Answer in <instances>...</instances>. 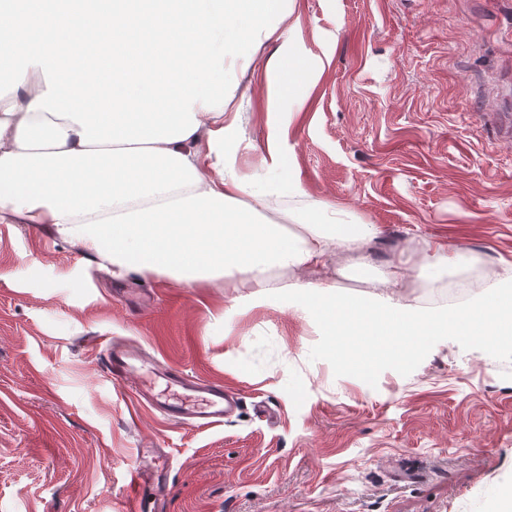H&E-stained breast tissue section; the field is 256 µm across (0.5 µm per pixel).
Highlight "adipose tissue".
<instances>
[{
  "label": "adipose tissue",
  "mask_w": 512,
  "mask_h": 512,
  "mask_svg": "<svg viewBox=\"0 0 512 512\" xmlns=\"http://www.w3.org/2000/svg\"><path fill=\"white\" fill-rule=\"evenodd\" d=\"M93 0H48L46 12L21 5L0 13V67L12 74L0 95V224L46 225L63 241L94 253L122 278L160 275L187 288L220 280L245 289L240 313L265 305L276 268L305 274L325 267L336 248H369L373 224H340L328 202L306 196L299 173L275 184L249 180L237 167L244 138L231 102L237 85L228 60L249 66L276 34L281 0H112L86 23ZM150 20L151 52L114 65L101 83L86 71L94 47L133 38ZM211 43L206 58L197 42ZM166 59L154 94L141 101L134 71ZM121 95V111L98 104ZM280 93L268 87L269 172L284 166ZM292 205L265 220L272 199Z\"/></svg>",
  "instance_id": "ef3b65f1"
}]
</instances>
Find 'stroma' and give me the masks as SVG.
<instances>
[{"mask_svg":"<svg viewBox=\"0 0 512 512\" xmlns=\"http://www.w3.org/2000/svg\"><path fill=\"white\" fill-rule=\"evenodd\" d=\"M230 72L240 174L268 177V85L308 91L280 104L293 170L337 221L379 228L368 268L337 251L340 291L373 297L405 249V303L447 304L421 267L429 242L459 251L451 281L512 262V0H293ZM239 294L119 281L49 227L0 224V512H125L142 456L168 472L143 512H477L512 483V363L444 340L372 387L309 361L319 330L291 310L220 320ZM106 337L223 382L236 414L170 423L106 377Z\"/></svg>","mask_w":512,"mask_h":512,"instance_id":"stroma-1","label":"stroma"}]
</instances>
